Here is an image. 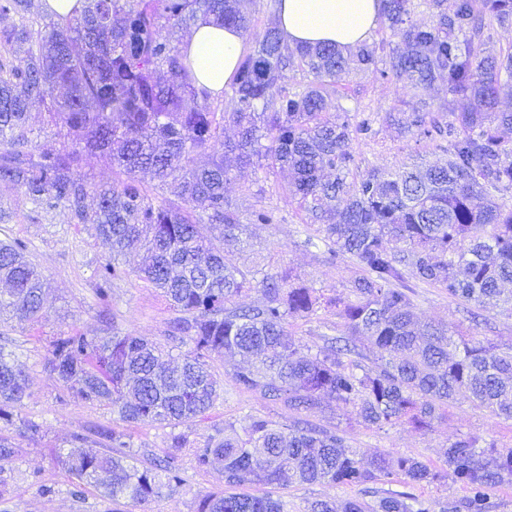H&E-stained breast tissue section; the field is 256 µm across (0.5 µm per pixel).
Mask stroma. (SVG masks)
Returning a JSON list of instances; mask_svg holds the SVG:
<instances>
[{
  "instance_id": "obj_1",
  "label": "stroma",
  "mask_w": 512,
  "mask_h": 512,
  "mask_svg": "<svg viewBox=\"0 0 512 512\" xmlns=\"http://www.w3.org/2000/svg\"><path fill=\"white\" fill-rule=\"evenodd\" d=\"M411 94L403 84L376 81L365 76L346 78L329 107L355 109L356 119L373 118L410 102ZM354 151L361 167L395 169L424 160L436 164L444 159L441 150L422 149L410 136L391 127L380 128L375 138L357 141ZM288 171L279 168L237 167L227 186V194L236 202L241 221H248L252 210H274L276 221L254 226L251 237L224 244V261L240 268L252 267L271 272L288 271L294 279L326 291H342L355 275L350 259L330 265L324 260L323 240L309 231L295 202L288 197ZM23 241L33 263L41 270L52 307L36 323L7 320L0 334L8 336L9 351L27 367L28 398L13 408L12 432L18 453L0 478V512H112L111 500L99 490L88 488L75 495V486L57 462L58 449L77 450L78 435L97 424H111L110 407L78 400L63 388L46 369L52 341L59 336H100L106 328L159 343L167 341L168 322L173 311L158 290L137 277L112 283L100 292L98 270L109 249L90 233L77 228L63 205L39 207L20 190L0 187V239ZM416 313L423 319L448 325L467 324L474 338L512 349V317L496 310L482 311L481 322H473L461 304L446 291L414 284ZM216 373L224 377V397L202 421L181 424L180 433L190 440H203L224 424H241L245 418L259 416L279 426L290 414L282 404L259 395L239 391L228 376L233 359L216 356L210 361ZM313 421L343 431L348 443L364 456L393 452L418 458L430 467H446L448 444L461 437L481 436L512 446V421L460 401L448 410V420L432 431L398 426L386 431L357 425L349 408L330 406L312 413ZM32 420L40 425L37 434L24 432L20 423ZM183 484L162 495L148 506L124 502L122 512H196L199 499L225 490L224 472L214 466L199 469L191 450H183L178 460ZM257 494H270L287 501L290 512H305L309 501L329 499L343 502L359 497L355 487L324 484L257 487Z\"/></svg>"
}]
</instances>
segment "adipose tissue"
I'll list each match as a JSON object with an SVG mask.
<instances>
[{
  "label": "adipose tissue",
  "mask_w": 512,
  "mask_h": 512,
  "mask_svg": "<svg viewBox=\"0 0 512 512\" xmlns=\"http://www.w3.org/2000/svg\"><path fill=\"white\" fill-rule=\"evenodd\" d=\"M379 15L380 0H280L277 19L290 44L330 43L345 51L370 39ZM185 47L195 84L222 95L243 53L240 30L201 16Z\"/></svg>",
  "instance_id": "ef3b65f1"
}]
</instances>
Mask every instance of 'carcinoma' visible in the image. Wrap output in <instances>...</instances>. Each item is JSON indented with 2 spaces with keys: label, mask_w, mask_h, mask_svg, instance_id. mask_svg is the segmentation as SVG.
Listing matches in <instances>:
<instances>
[{
  "label": "carcinoma",
  "mask_w": 512,
  "mask_h": 512,
  "mask_svg": "<svg viewBox=\"0 0 512 512\" xmlns=\"http://www.w3.org/2000/svg\"><path fill=\"white\" fill-rule=\"evenodd\" d=\"M378 46L362 43L344 54L330 44L285 43L279 29L255 31L251 0H84L78 14H47L36 36L26 26L0 29V44L26 45L16 62L0 64V185L22 191L37 205L63 204L74 224L109 245L103 283L135 275L158 289L178 312L168 338L191 349L180 363L143 336H59L48 370L85 402L112 408L127 426L176 427L205 419L224 392L212 371L215 355L239 358L231 381L241 391L280 401L297 413L274 428L250 417L230 424L193 449L199 468L224 465L225 493L207 494L197 512H288L268 495L245 486L347 485L371 501L308 503L307 512H432L406 491L385 483H460L470 490L466 512H485L491 492L512 484V448L477 436L448 443V470L392 453L369 459L344 435L300 417L325 400L352 409L357 423L382 430L409 424L429 431L465 400L512 420V352L466 338L459 326L422 321L414 313V279L448 292L478 310L512 316V47L495 48L494 34L512 27V0H420L430 21L411 19L413 0H381ZM26 0H0V15L24 17ZM210 15L252 39L230 85L235 110L212 111L210 93L194 84L178 31ZM383 55H378L377 51ZM300 73L306 81L281 84ZM365 75L405 82L415 101L408 114L385 121L418 142H447L444 162L394 172L363 170L352 143L376 135L373 120L352 121L350 109L326 112L339 80ZM437 82L469 105L448 107L440 120L419 92ZM49 102L59 147L34 153L27 110ZM238 139L224 152L245 163L290 169L288 195L309 229L324 237L329 260L348 257L358 275L328 296L293 282L287 272L265 273L224 264V241L272 224L265 209L240 223L224 196V156L202 164L194 157L224 137V120ZM106 154L122 178L95 181L88 157ZM149 172L182 204L158 199L139 173ZM207 223L219 230L208 236ZM142 250L131 271L122 256ZM0 313L36 322L50 309L42 273L21 241H0ZM253 288L263 298L242 306ZM331 311L342 333L316 353L286 338L290 318ZM27 397L25 364L0 345V473L16 453L7 408ZM88 450L61 453L58 462L75 485L114 501L142 505L163 487L181 485L175 460L187 437H171L164 458L138 468V450L114 427L94 431Z\"/></svg>",
  "instance_id": "1"
}]
</instances>
